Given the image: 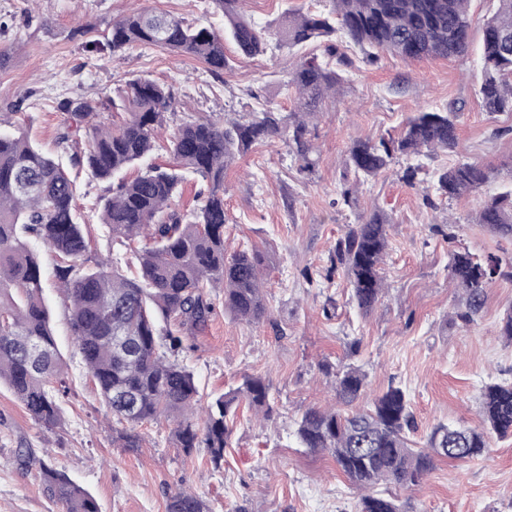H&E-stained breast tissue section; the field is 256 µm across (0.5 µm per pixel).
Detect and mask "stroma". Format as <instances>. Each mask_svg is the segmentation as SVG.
I'll return each instance as SVG.
<instances>
[{
	"label": "stroma",
	"mask_w": 512,
	"mask_h": 512,
	"mask_svg": "<svg viewBox=\"0 0 512 512\" xmlns=\"http://www.w3.org/2000/svg\"><path fill=\"white\" fill-rule=\"evenodd\" d=\"M329 0H246L247 18L266 26L289 10L321 12ZM136 9L164 11L188 22L223 28L210 0H0V48L11 62L0 69V116L23 125L43 152L55 156L88 148L92 133L83 125L73 142L60 146L66 127L63 101L77 96L104 100L126 83L145 78L164 85L174 98L167 130L204 116L225 113L246 120L259 104L292 111L297 102L288 75L302 51L271 49L254 58L236 57L229 70L212 75L201 61L159 47L114 54L91 50L103 42L113 20ZM495 10L493 0H470L472 45L463 58L405 62L390 55L363 62L359 48L347 53L358 65L348 81L320 104L310 139L318 164L304 170L287 138L253 146L224 175L227 223L224 249L246 246L272 258L265 284L270 317L260 325L234 319L216 296L205 328L177 359L193 371L204 399L235 388L243 376L258 375L271 386L269 417L239 408L224 463L214 467L206 449L184 454L171 440L172 421L135 428L140 446L119 447L122 424L101 399L75 349L68 310L57 289L55 261L43 252L44 297L66 362L67 384L59 398V425L35 422L0 385V512H62L43 490L38 466L21 468L16 451L31 449L66 474L97 501L100 512H166L170 495L188 489L210 512H354L358 493L327 455L300 448L295 421L312 406L331 402L333 368L346 364L367 375L368 393L388 387L409 395L414 429L408 438L423 448L437 425L482 424L480 395L486 384L512 382V342L500 334L512 307V279L497 278L473 323L462 322L464 293L448 278V252L466 249L483 257H512V239L475 224L482 202L512 184L505 164L512 159V114L491 115L481 106V31ZM85 24L87 37L74 36ZM462 108L459 147L454 152L402 157L376 179L361 183L355 205L339 195L353 140L396 133L407 116ZM467 158L497 168L479 192L451 200L435 190L436 170ZM415 168L406 183L407 168ZM76 204L90 239L89 259L125 262L95 208L101 185L76 180ZM382 210L393 222L383 273L388 292L369 314L349 300V288L332 255L346 225ZM359 341L358 355L347 346ZM489 452L470 461L437 460L419 487L395 489L405 512H512V436L488 433Z\"/></svg>",
	"instance_id": "stroma-1"
}]
</instances>
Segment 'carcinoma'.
Returning <instances> with one entry per match:
<instances>
[{
    "label": "carcinoma",
    "mask_w": 512,
    "mask_h": 512,
    "mask_svg": "<svg viewBox=\"0 0 512 512\" xmlns=\"http://www.w3.org/2000/svg\"><path fill=\"white\" fill-rule=\"evenodd\" d=\"M243 0H212L224 15V33L153 10H135L114 21L106 36L112 53L138 46H157L202 61L213 74L229 68L225 37L244 57L263 54L269 40L289 48L332 38L322 56L304 57L289 72L288 85L301 97L300 111L284 114L264 104L254 117L241 122L206 118L185 121L162 139L160 129L172 108L169 91L143 78L130 80L119 99L104 104L78 96L64 101L69 122L80 127L110 107L128 118L118 126L93 127L89 149L68 162L32 144L20 125L0 133V384L4 383L36 422L54 427L65 387L64 363L43 298L41 261L28 238L39 240L56 260L60 291L69 302V323L81 361L104 403L118 422L135 424L161 416L176 422L172 440L190 455L205 448L211 463L221 467L230 429L228 421L242 402L271 409V388L258 376H245L235 389L204 407L193 372L170 360L184 349L185 337L203 329L212 314L211 290L224 292V309L249 324L269 318L262 276L269 255L258 247L224 253V173L253 146L288 135V144L311 171L307 117L345 77L336 65L353 66L339 45L364 50L374 64L386 52L403 60L429 57L462 58L469 52L470 0H330L326 14L285 12L274 31H264L240 13ZM497 7L482 28L484 79L482 106L490 113L512 112V0H495ZM461 110L453 105L407 118L396 137L377 141L357 139L349 148L346 168L355 181H343L339 195L356 202L360 182L379 176L401 156L452 152L458 145ZM165 151L172 163L160 165L152 156ZM109 183L96 206L112 242L128 249L135 273L128 276L109 258L89 264L88 240L75 201V179ZM496 169L461 159L437 174L436 191L453 199L476 192ZM201 179L198 204L187 211L175 207L187 175ZM473 223L512 237V188L490 197ZM391 219L375 211L350 224L337 239L336 268L351 288L350 300L370 313L385 294L381 263L388 245ZM497 276H510L490 256L476 259L466 250L452 252L448 278L465 293L464 322L474 321L485 301L486 288ZM174 321L176 330L161 331L159 320ZM126 337L118 348L115 336ZM44 351L42 364L31 363L30 342ZM367 375L348 365L335 372L337 407H309L296 421L295 437L311 453L330 455L359 490L357 512H403L397 500L373 491L378 485L416 487L434 467V459L468 461L487 450V432L512 433V382H495L481 393L485 427L439 425L425 450L408 445L413 425L410 400L399 387H389L364 402ZM136 413L127 414L120 396ZM42 482L65 506V512H99L96 500L65 474L41 465ZM167 512H208L191 491L171 495Z\"/></svg>",
    "instance_id": "obj_1"
}]
</instances>
